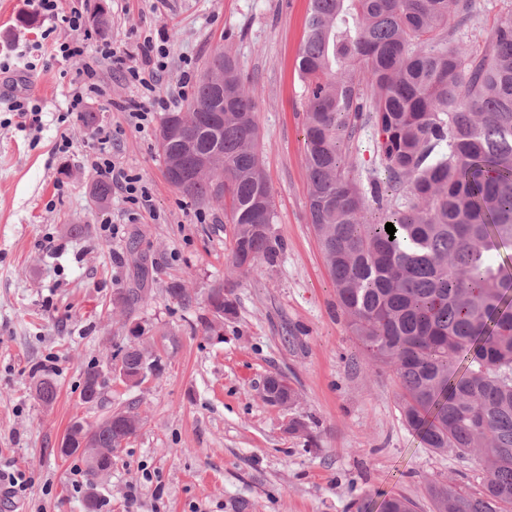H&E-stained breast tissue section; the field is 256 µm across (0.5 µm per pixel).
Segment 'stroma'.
Returning <instances> with one entry per match:
<instances>
[{
    "label": "stroma",
    "mask_w": 512,
    "mask_h": 512,
    "mask_svg": "<svg viewBox=\"0 0 512 512\" xmlns=\"http://www.w3.org/2000/svg\"><path fill=\"white\" fill-rule=\"evenodd\" d=\"M105 3L111 43L138 57L144 36L165 40L169 66L156 84L175 96L183 71L199 76L206 58L230 52L256 90L259 148L271 185L282 243L258 273L230 275L234 227L222 206H203L168 180L158 124L138 130L120 109L139 98L110 61L97 66L100 92L86 104L95 127L67 107L72 79L101 43L91 18ZM477 29H459L468 50L486 45L512 0H476ZM83 10L79 31L36 16L31 0H0V464L28 470L33 485L0 512H85L88 483L74 484L80 457L54 449L70 424L134 406L135 435L97 481L99 512H380L406 497L415 512H435L433 482L478 493L485 475L476 456L424 448L402 419L399 388L386 366L371 363L336 306V288L308 222L304 160V87L296 60L309 0H65ZM80 39L84 56H54V44ZM28 94L41 110L19 124L7 105ZM116 162L138 175L152 212L120 190L97 201L94 165L100 132ZM67 149H59L61 137ZM111 226L100 222L102 214ZM86 224L89 235L70 228ZM184 284L191 298L173 297ZM224 286L236 312L220 335L205 333L208 294ZM144 299L122 311L112 299L127 289ZM139 332L162 371L138 387L115 379L103 406L79 393L90 366L107 368ZM284 376L297 393L289 407L266 403L261 383ZM53 378L56 399L35 395ZM303 423L299 432L290 421Z\"/></svg>",
    "instance_id": "stroma-1"
}]
</instances>
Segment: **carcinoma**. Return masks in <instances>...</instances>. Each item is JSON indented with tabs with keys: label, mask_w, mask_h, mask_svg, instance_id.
Segmentation results:
<instances>
[{
	"label": "carcinoma",
	"mask_w": 512,
	"mask_h": 512,
	"mask_svg": "<svg viewBox=\"0 0 512 512\" xmlns=\"http://www.w3.org/2000/svg\"><path fill=\"white\" fill-rule=\"evenodd\" d=\"M310 2L298 55L308 219L337 306L368 357L394 369L403 420L424 447L473 453L487 473L478 494L431 485L436 512H512V11L497 19L483 50L469 53L450 21L469 19L473 0ZM221 68L224 97L199 78L187 136L167 134V112L158 145L165 167L183 168L175 188L198 204H224L235 227L233 268L252 274L280 248L276 212L255 94L230 55L205 65ZM364 120L377 133L384 183L362 181L344 161ZM201 156L218 167L199 169ZM208 301L213 319L202 325L214 332L236 306L222 287ZM118 355L115 371L161 372L144 344ZM99 374L86 371L82 402H91ZM35 391L45 404L57 395L50 377ZM295 398L283 376L272 380L270 404ZM136 420L128 409L73 423L57 452L81 453L89 479L103 476L112 459L95 465L81 441L118 448Z\"/></svg>",
	"instance_id": "obj_1"
}]
</instances>
